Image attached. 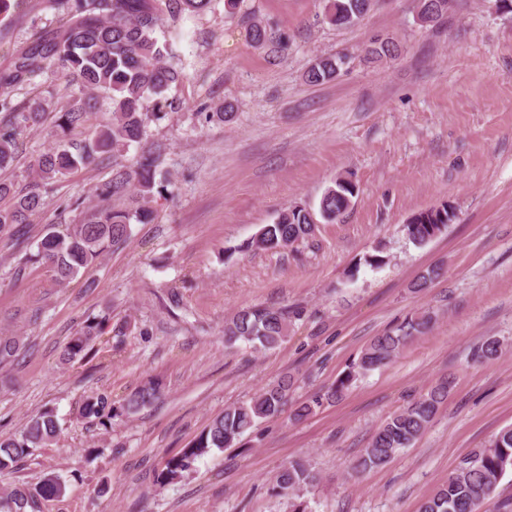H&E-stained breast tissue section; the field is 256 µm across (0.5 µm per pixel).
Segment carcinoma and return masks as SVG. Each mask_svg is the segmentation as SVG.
<instances>
[{
	"mask_svg": "<svg viewBox=\"0 0 512 512\" xmlns=\"http://www.w3.org/2000/svg\"><path fill=\"white\" fill-rule=\"evenodd\" d=\"M212 0H41L45 10L62 16L65 23L43 30L25 47L16 51L11 65L0 73V85L22 86L45 71H60L71 87L66 103L58 106L37 93L18 103L0 98V170L13 165L20 154V136L42 124L45 115L55 113L56 127L62 132L57 144L40 154L30 168L32 180L23 188L0 181V228L32 223V217L44 208L49 186L81 167L112 161L111 179L100 196L104 204L96 207L91 218L71 224L60 233L45 229L30 253L27 238L16 236L18 251L27 253L18 265L22 275L26 263L35 260L47 265L58 286L70 283L81 270L100 258L106 249L127 237L132 223L153 220L151 203L170 195L171 182L157 178L159 157L149 152L129 168L117 162L121 153L139 143L149 116L164 108H176L166 91L183 81L182 68L166 62L171 52L168 38H159L164 17L175 21L185 13H201L211 8ZM323 20L336 27L360 24L371 7V0H322ZM448 13V0H419V21L428 26ZM252 43L263 47L274 41L272 33L259 21L251 25ZM400 46L376 38L364 48L373 62L392 59ZM348 64L343 55H319L305 73L310 85L330 82ZM112 95L110 119L93 132L75 139L71 134L86 128L96 108L97 94ZM355 186L338 179L322 195L318 211L294 206L282 211L274 223L263 225L241 250H289L315 229V215L334 222L348 208ZM130 194L129 205L116 209L107 204L114 196ZM452 210L443 204L412 217L405 231L409 240L422 246L442 234L453 221ZM432 316L423 313L410 318L391 332L375 337L337 379L328 397L339 398L362 373L390 363L414 336L423 332ZM291 317L284 309L254 305L240 310L224 324V342L240 341L254 349H273L287 341ZM112 334L109 319L88 320L67 341L63 359H83L94 342ZM20 356L18 343L0 337V365L13 363ZM292 387L289 379L268 385L246 402L224 409L183 451L166 460L156 482L166 486L178 480L195 460L212 449L230 448L248 430L264 420L276 417L288 404ZM162 394L156 382H147L119 404L103 395L87 397L81 413L102 423L115 417L130 416L151 405ZM448 398V382L443 381L421 394L400 412L388 418L373 434L364 453L351 465L361 472L388 463L401 449L420 438L433 421L440 405ZM56 415L45 410L31 416L18 435L0 436V472L9 468L33 449L51 442L59 433ZM512 473V427L501 430L482 448H475L460 459L448 482L424 500L418 512H480L492 498L507 473ZM317 480L310 466L292 460L276 475L271 491L288 499L289 512H313L306 492ZM64 482L50 474L34 487L16 484L0 496L3 512H26L37 497L50 498L63 493Z\"/></svg>",
	"mask_w": 512,
	"mask_h": 512,
	"instance_id": "1",
	"label": "carcinoma"
}]
</instances>
